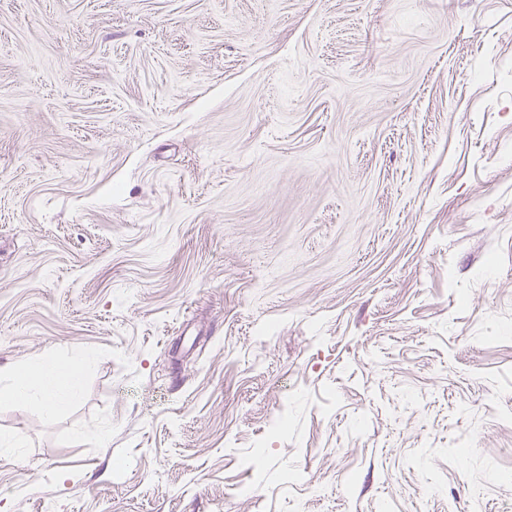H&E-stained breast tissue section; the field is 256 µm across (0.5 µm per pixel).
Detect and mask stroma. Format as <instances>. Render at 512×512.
I'll return each mask as SVG.
<instances>
[{
	"instance_id": "obj_1",
	"label": "stroma",
	"mask_w": 512,
	"mask_h": 512,
	"mask_svg": "<svg viewBox=\"0 0 512 512\" xmlns=\"http://www.w3.org/2000/svg\"><path fill=\"white\" fill-rule=\"evenodd\" d=\"M48 355L0 512H512V0H0ZM85 364V359H78L63 367L53 357L45 356L29 366L16 367L1 397L33 401L46 414H55L79 395Z\"/></svg>"
}]
</instances>
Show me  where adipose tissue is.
<instances>
[{"label": "adipose tissue", "instance_id": "1", "mask_svg": "<svg viewBox=\"0 0 512 512\" xmlns=\"http://www.w3.org/2000/svg\"><path fill=\"white\" fill-rule=\"evenodd\" d=\"M84 365V360L78 359L64 367L53 357H43L34 364L16 367L0 389V396L29 400L46 414H55L79 395Z\"/></svg>", "mask_w": 512, "mask_h": 512}]
</instances>
